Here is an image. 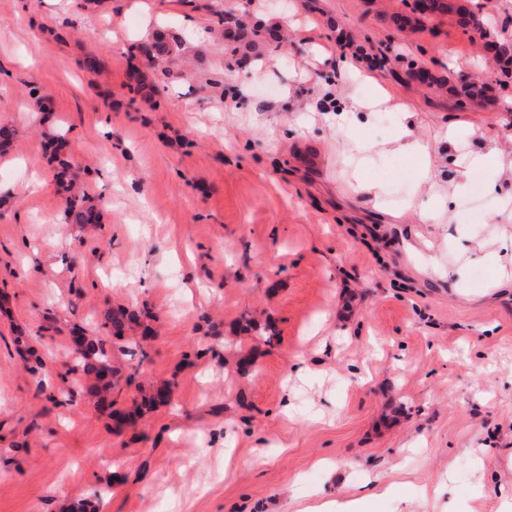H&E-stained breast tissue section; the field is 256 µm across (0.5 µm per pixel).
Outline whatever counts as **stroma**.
I'll return each mask as SVG.
<instances>
[{"instance_id":"35a3bbf8","label":"stroma","mask_w":512,"mask_h":512,"mask_svg":"<svg viewBox=\"0 0 512 512\" xmlns=\"http://www.w3.org/2000/svg\"><path fill=\"white\" fill-rule=\"evenodd\" d=\"M408 3L0 0V512L512 502V84L479 34L399 29ZM223 11L260 32L223 39ZM157 33L182 53L139 62L131 88L128 53ZM358 46L395 57L372 70ZM447 76L485 83L487 103L458 107ZM376 84L386 123L363 107ZM454 129L493 156L479 189H456L438 139ZM52 132L101 223H64ZM396 158L401 188L380 177ZM110 309L138 319L107 339L133 376L112 392L136 415L120 431L71 348ZM163 385L170 402L142 408Z\"/></svg>"}]
</instances>
